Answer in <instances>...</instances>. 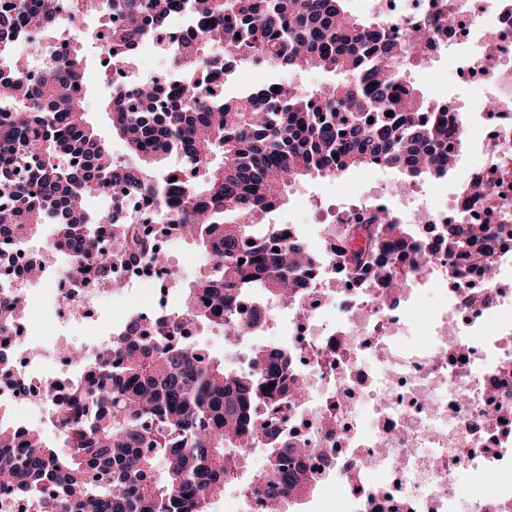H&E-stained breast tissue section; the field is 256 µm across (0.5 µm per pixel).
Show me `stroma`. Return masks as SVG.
Instances as JSON below:
<instances>
[{
  "mask_svg": "<svg viewBox=\"0 0 512 512\" xmlns=\"http://www.w3.org/2000/svg\"><path fill=\"white\" fill-rule=\"evenodd\" d=\"M96 33L95 17H86L78 30L86 59L84 108L94 130L109 141L114 160L124 161L128 158L126 146L113 136L105 110L111 91L98 74ZM455 67L454 56L448 55L432 64L411 66L408 77L426 98L444 99L457 106L469 102L476 87L469 80L452 77L451 72ZM403 179L401 171L396 169L358 168L336 177L309 180L300 184L298 192L290 197L286 205L277 209L274 216L296 224L310 248L317 251L321 248V223L326 217L361 202L374 191L393 190ZM161 245L170 268L177 274L176 281L162 289L151 278L146 284L137 283L112 294L104 305L95 308L93 330L74 325L65 315L60 316L58 322L44 326L39 348L46 371L61 372L63 349L83 350L110 338L113 328L136 312L140 300L153 298L168 308L181 303L186 289L205 268V258L201 249L187 239L165 236L161 239Z\"/></svg>",
  "mask_w": 512,
  "mask_h": 512,
  "instance_id": "35a3bbf8",
  "label": "stroma"
}]
</instances>
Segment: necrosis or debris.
Here are the masks:
<instances>
[{
  "instance_id": "necrosis-or-debris-1",
  "label": "necrosis or debris",
  "mask_w": 512,
  "mask_h": 512,
  "mask_svg": "<svg viewBox=\"0 0 512 512\" xmlns=\"http://www.w3.org/2000/svg\"><path fill=\"white\" fill-rule=\"evenodd\" d=\"M79 0H51L59 24L71 20ZM406 43L422 44L430 61L448 51L457 69L480 83L479 99L454 111L464 131L463 149L484 159L480 173L494 194L512 196V181L499 179L501 147L512 143V0H380ZM452 14L455 24L432 32L431 23ZM52 28L21 30L13 56L41 73L70 50L73 39ZM496 30L494 52L485 35ZM493 103L495 121L475 133L469 113ZM387 212L420 233L437 238L463 214L477 213L464 192L431 197L423 191L390 201L376 193L325 225L326 260L306 279V293L288 309V345L308 391L283 426L288 442L310 448L306 464L322 477L324 497L337 480H348L351 497L338 512H512V251L500 252L492 293L476 285L452 289L444 270L445 248L430 260L431 280L416 279L385 302L377 289L353 282L335 260L346 225ZM27 243L0 237V263L10 274L0 281L8 294L32 305L45 294L58 304L89 309L100 290L83 277L65 276L53 290L44 277H30ZM437 297L425 328L411 311L426 289ZM30 320L0 333V354L10 366L0 373V405L55 406L64 385L45 391L36 368L18 369L28 353Z\"/></svg>"
}]
</instances>
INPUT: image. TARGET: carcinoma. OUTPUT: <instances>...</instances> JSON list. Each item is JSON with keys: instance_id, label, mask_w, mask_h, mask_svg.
Segmentation results:
<instances>
[{"instance_id": "carcinoma-1", "label": "carcinoma", "mask_w": 512, "mask_h": 512, "mask_svg": "<svg viewBox=\"0 0 512 512\" xmlns=\"http://www.w3.org/2000/svg\"><path fill=\"white\" fill-rule=\"evenodd\" d=\"M121 23L100 51L107 74L126 63L163 18L182 27L173 63L182 84L152 82L107 102L112 134L135 164L112 150L85 119L81 48L41 76L0 67V235L27 241L49 225L53 243L71 251L77 272L119 290L122 265L165 266L157 234L188 237L207 256V271L184 300L145 324L130 317L98 358L68 379L54 408L68 452L26 432L0 412V484L30 503L64 512H211L224 487L265 491L283 505L312 493L310 477L285 444L281 424L299 404L300 380L288 345H266L251 371L224 367L177 341L187 323L242 338L264 315L245 302L298 301L309 270L322 261L290 224L257 232L284 205L288 188L310 177H335L375 163L403 171L406 192L448 176L463 133L448 106L425 99L406 77L420 62L388 26L346 9L347 0H112ZM54 23L46 0H0V61L20 26ZM240 37H235V34ZM284 72L322 69L342 79L316 89L269 84L226 100L211 71L224 57ZM374 118L368 123V118ZM175 181H170L171 177ZM121 187L138 195L140 220L112 197V215L80 206ZM450 224L448 258L465 256L492 288L496 252L512 249V223ZM116 248L103 247V235ZM279 248L274 252L273 248ZM353 277L393 293L429 269L434 244L387 213L346 225L339 246ZM0 325L23 314L0 301ZM273 388H268V384ZM263 464L242 478L253 449Z\"/></svg>"}]
</instances>
